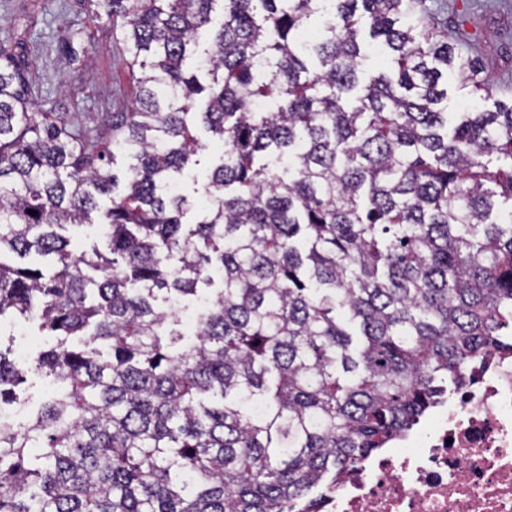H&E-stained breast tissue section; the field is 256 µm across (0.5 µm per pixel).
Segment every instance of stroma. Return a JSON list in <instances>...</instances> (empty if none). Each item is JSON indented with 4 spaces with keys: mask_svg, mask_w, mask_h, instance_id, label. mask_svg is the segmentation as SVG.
<instances>
[{
    "mask_svg": "<svg viewBox=\"0 0 512 512\" xmlns=\"http://www.w3.org/2000/svg\"><path fill=\"white\" fill-rule=\"evenodd\" d=\"M448 37L462 52L486 58L494 98L512 103V0H447ZM0 46L28 58L34 109L84 127L126 112L135 101L124 44L80 0H0Z\"/></svg>",
    "mask_w": 512,
    "mask_h": 512,
    "instance_id": "stroma-1",
    "label": "stroma"
}]
</instances>
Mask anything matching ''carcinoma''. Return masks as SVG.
I'll return each instance as SVG.
<instances>
[{
	"instance_id": "1",
	"label": "carcinoma",
	"mask_w": 512,
	"mask_h": 512,
	"mask_svg": "<svg viewBox=\"0 0 512 512\" xmlns=\"http://www.w3.org/2000/svg\"><path fill=\"white\" fill-rule=\"evenodd\" d=\"M80 2L126 47L132 111L34 112L0 48V322L56 336L34 370L59 385L0 419V512H289L512 330V106L482 108L483 59L427 0ZM365 31L394 66L363 81ZM198 121L223 154L189 224ZM94 222L106 251L74 254ZM33 252L55 270L3 261ZM216 272L175 347L164 303ZM23 373L0 350V408ZM97 224H86L79 228H69L66 235L70 238V249L78 255L82 251H90L93 245L102 248L101 237L96 230Z\"/></svg>"
}]
</instances>
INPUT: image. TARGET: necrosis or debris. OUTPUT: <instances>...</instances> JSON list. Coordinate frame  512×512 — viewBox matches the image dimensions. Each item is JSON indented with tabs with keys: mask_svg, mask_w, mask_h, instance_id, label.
<instances>
[{
	"mask_svg": "<svg viewBox=\"0 0 512 512\" xmlns=\"http://www.w3.org/2000/svg\"><path fill=\"white\" fill-rule=\"evenodd\" d=\"M292 512H512V346L481 353L423 424Z\"/></svg>",
	"mask_w": 512,
	"mask_h": 512,
	"instance_id": "necrosis-or-debris-1",
	"label": "necrosis or debris"
}]
</instances>
